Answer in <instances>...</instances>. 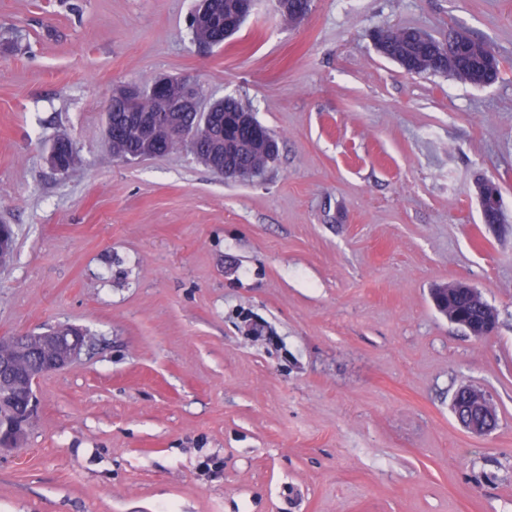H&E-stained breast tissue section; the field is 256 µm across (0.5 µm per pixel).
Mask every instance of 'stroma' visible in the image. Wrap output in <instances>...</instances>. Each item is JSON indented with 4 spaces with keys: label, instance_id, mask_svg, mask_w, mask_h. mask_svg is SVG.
Returning a JSON list of instances; mask_svg holds the SVG:
<instances>
[{
    "label": "stroma",
    "instance_id": "stroma-1",
    "mask_svg": "<svg viewBox=\"0 0 512 512\" xmlns=\"http://www.w3.org/2000/svg\"><path fill=\"white\" fill-rule=\"evenodd\" d=\"M194 5L0 0V336H87L0 452V512H512V0H312L293 25L259 0L205 55ZM393 26L489 41L498 80L406 74L369 36ZM161 74L248 104L265 174L115 159L109 98ZM456 281L490 338L434 308ZM463 385L492 434L457 422ZM463 395L472 403L471 413L458 418L460 424L475 435H488L497 426L498 418L490 400L480 391L465 389Z\"/></svg>",
    "mask_w": 512,
    "mask_h": 512
}]
</instances>
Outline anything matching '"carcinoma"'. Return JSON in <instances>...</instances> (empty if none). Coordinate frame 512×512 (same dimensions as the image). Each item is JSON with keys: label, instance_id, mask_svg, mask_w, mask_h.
Wrapping results in <instances>:
<instances>
[{"label": "carcinoma", "instance_id": "cac0c4a2", "mask_svg": "<svg viewBox=\"0 0 512 512\" xmlns=\"http://www.w3.org/2000/svg\"><path fill=\"white\" fill-rule=\"evenodd\" d=\"M241 2L211 0L209 20L200 24L195 19L190 24L194 41L220 45L224 39L237 33L249 16L241 10ZM273 4L281 19L289 24L302 20L311 8V0H273ZM371 37L393 60L412 61L413 67L408 71L410 75L443 74L477 87L498 79V75L488 74L481 66V57L495 52V48L465 32L449 36L446 42L430 35L423 37L414 27L379 28L371 32ZM248 111L249 107L231 97L215 103L214 113L218 120L210 129L198 132L194 144L185 146V149L206 165L222 161L247 171L250 177L263 174L276 160L279 150H271L257 141L248 124L234 128L229 138L224 135V123ZM171 117L174 129L152 131L153 141L162 144L166 152L182 147L181 139L175 136V129L191 132L199 125L196 118L182 112H175ZM118 131L119 134L112 135V155L116 158L142 147L143 132L135 121H123ZM436 294L444 296L446 303L461 314L474 331L486 330L488 320L496 316L494 308L487 302L473 300L458 288H439Z\"/></svg>", "mask_w": 512, "mask_h": 512}]
</instances>
